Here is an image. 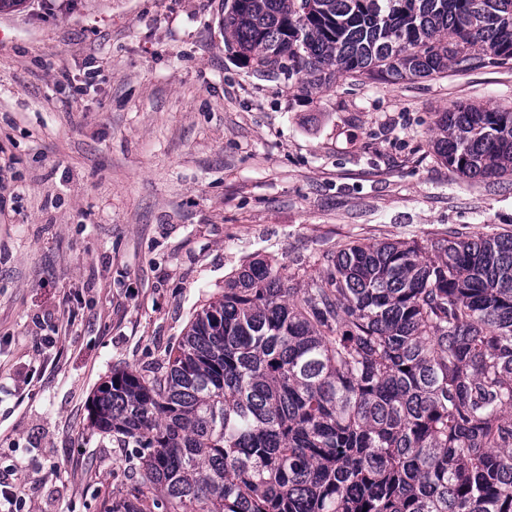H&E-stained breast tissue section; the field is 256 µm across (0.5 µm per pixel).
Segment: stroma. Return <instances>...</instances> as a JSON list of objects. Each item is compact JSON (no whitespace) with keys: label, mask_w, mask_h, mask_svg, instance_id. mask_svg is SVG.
Instances as JSON below:
<instances>
[{"label":"stroma","mask_w":512,"mask_h":512,"mask_svg":"<svg viewBox=\"0 0 512 512\" xmlns=\"http://www.w3.org/2000/svg\"><path fill=\"white\" fill-rule=\"evenodd\" d=\"M222 0H21L0 12V482L96 512L123 448L112 372L162 361L252 257L304 284L348 240L512 233V178L430 153L438 112L512 107V62L306 92L228 49Z\"/></svg>","instance_id":"1"}]
</instances>
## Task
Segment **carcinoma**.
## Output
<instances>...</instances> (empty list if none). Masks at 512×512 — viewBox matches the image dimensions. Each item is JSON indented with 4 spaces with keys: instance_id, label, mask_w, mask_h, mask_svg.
<instances>
[{
    "instance_id": "carcinoma-1",
    "label": "carcinoma",
    "mask_w": 512,
    "mask_h": 512,
    "mask_svg": "<svg viewBox=\"0 0 512 512\" xmlns=\"http://www.w3.org/2000/svg\"><path fill=\"white\" fill-rule=\"evenodd\" d=\"M228 49L306 90L512 60V0H224ZM461 178L512 176V108L437 113ZM305 287L224 279L92 427L133 461L99 512H512V234L342 243Z\"/></svg>"
}]
</instances>
